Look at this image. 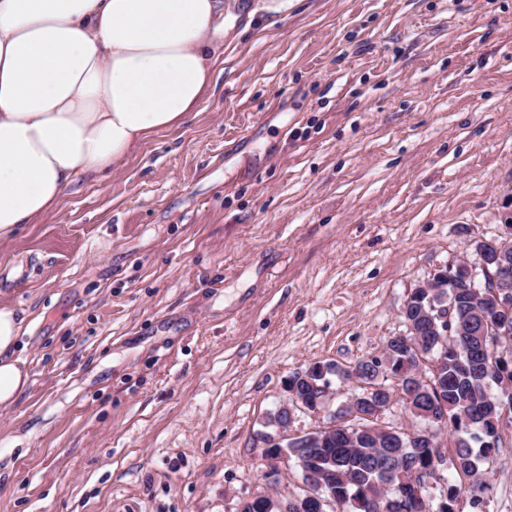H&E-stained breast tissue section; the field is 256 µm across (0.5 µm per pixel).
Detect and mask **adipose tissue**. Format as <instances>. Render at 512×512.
<instances>
[{"label": "adipose tissue", "mask_w": 512, "mask_h": 512, "mask_svg": "<svg viewBox=\"0 0 512 512\" xmlns=\"http://www.w3.org/2000/svg\"><path fill=\"white\" fill-rule=\"evenodd\" d=\"M226 0H0V242L185 124L224 62ZM0 303V406L29 383Z\"/></svg>", "instance_id": "adipose-tissue-1"}]
</instances>
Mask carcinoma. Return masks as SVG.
<instances>
[{"label":"carcinoma","instance_id":"carcinoma-1","mask_svg":"<svg viewBox=\"0 0 512 512\" xmlns=\"http://www.w3.org/2000/svg\"><path fill=\"white\" fill-rule=\"evenodd\" d=\"M445 305L452 309L449 336L440 338L431 332L427 297L419 289L408 297L404 310L417 323L421 334L418 344L424 352L444 359L427 379L420 378L409 365L410 348L388 339L390 380L409 398L412 417L422 428L408 435L402 430L366 418L373 413L376 399L357 397L353 405L359 415L347 425L346 434L321 443L294 449L293 458L302 479L322 485L324 498L349 512H375L372 503L382 486H388L393 512H455L462 487L447 480L438 508H433L430 486L420 481L421 473L434 471L436 439L442 435L454 444L452 467L473 481V488L487 486L489 463L499 444L496 424L503 399L512 400V387L506 388L489 373L492 361L500 353L512 354V334L494 336L481 330L488 327L512 328V308L498 307L493 289L472 292L470 284L456 282L445 289ZM497 387L500 395L489 393ZM446 415L443 421L433 418Z\"/></svg>","mask_w":512,"mask_h":512}]
</instances>
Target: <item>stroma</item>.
<instances>
[{
  "label": "stroma",
  "instance_id": "35a3bbf8",
  "mask_svg": "<svg viewBox=\"0 0 512 512\" xmlns=\"http://www.w3.org/2000/svg\"><path fill=\"white\" fill-rule=\"evenodd\" d=\"M226 13L201 112L0 244L30 373L0 408V512L304 495L262 459L288 377L381 355L414 288L512 235V0ZM501 439L459 512H512Z\"/></svg>",
  "mask_w": 512,
  "mask_h": 512
}]
</instances>
